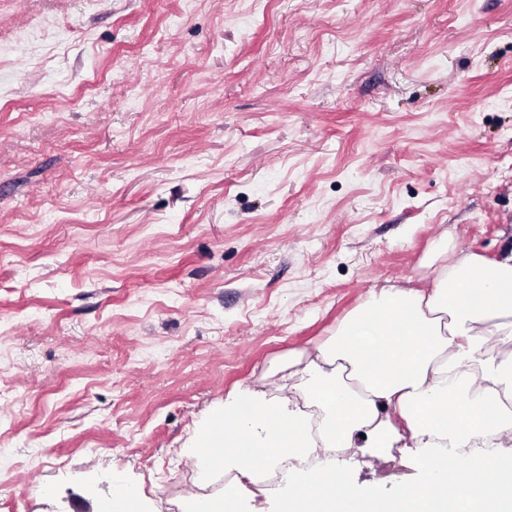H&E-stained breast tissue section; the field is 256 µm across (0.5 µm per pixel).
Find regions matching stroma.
<instances>
[{"label":"stroma","mask_w":512,"mask_h":512,"mask_svg":"<svg viewBox=\"0 0 512 512\" xmlns=\"http://www.w3.org/2000/svg\"><path fill=\"white\" fill-rule=\"evenodd\" d=\"M443 236L512 247V0H0V512H191L197 427ZM141 491L118 476L115 480L109 512H141Z\"/></svg>","instance_id":"stroma-1"}]
</instances>
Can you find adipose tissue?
<instances>
[{
  "mask_svg": "<svg viewBox=\"0 0 512 512\" xmlns=\"http://www.w3.org/2000/svg\"><path fill=\"white\" fill-rule=\"evenodd\" d=\"M416 285L370 293L318 345L288 362L319 426L289 396L248 387L200 426L189 456L210 471L251 475L287 462L279 512H512V358L489 356V337L512 343V249L497 259L438 250ZM415 449L423 481L390 496L350 489L336 460L356 446ZM470 449L465 469L448 456ZM315 458L318 469L303 467Z\"/></svg>",
  "mask_w": 512,
  "mask_h": 512,
  "instance_id": "adipose-tissue-1",
  "label": "adipose tissue"
}]
</instances>
